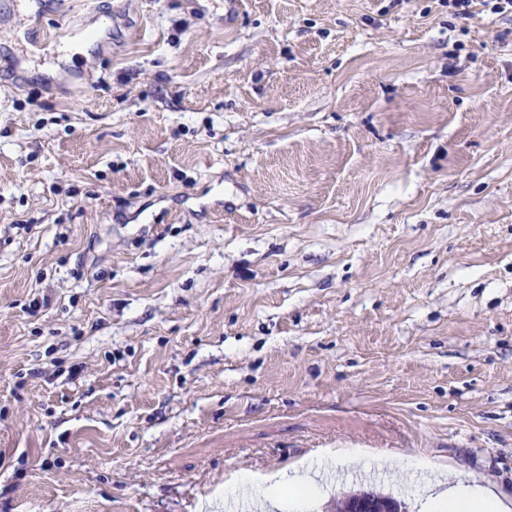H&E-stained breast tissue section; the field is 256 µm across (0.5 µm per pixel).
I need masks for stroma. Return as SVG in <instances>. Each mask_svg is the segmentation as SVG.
<instances>
[{
	"instance_id": "stroma-1",
	"label": "stroma",
	"mask_w": 512,
	"mask_h": 512,
	"mask_svg": "<svg viewBox=\"0 0 512 512\" xmlns=\"http://www.w3.org/2000/svg\"><path fill=\"white\" fill-rule=\"evenodd\" d=\"M475 12L0 0V512H425L410 457L512 501V15ZM316 457L303 510L247 480Z\"/></svg>"
}]
</instances>
